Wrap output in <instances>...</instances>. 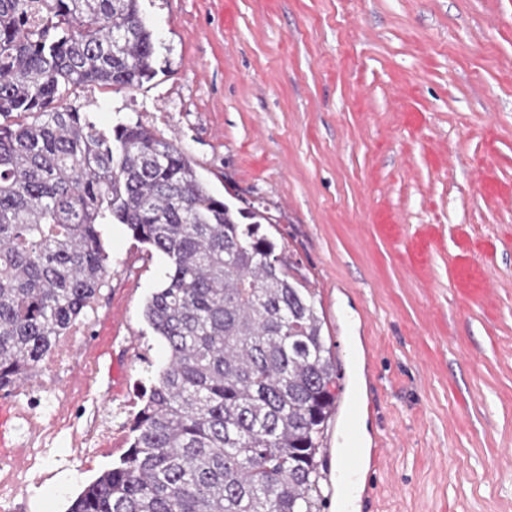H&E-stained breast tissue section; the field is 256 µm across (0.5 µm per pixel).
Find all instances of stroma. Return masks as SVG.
Segmentation results:
<instances>
[{"mask_svg":"<svg viewBox=\"0 0 512 512\" xmlns=\"http://www.w3.org/2000/svg\"><path fill=\"white\" fill-rule=\"evenodd\" d=\"M156 76L81 86L98 126L179 146L321 306L342 385L365 366L358 512H512V0H140ZM84 321L95 387L135 398L166 351L142 317L165 258L107 229ZM87 474L34 512H65Z\"/></svg>","mask_w":512,"mask_h":512,"instance_id":"35a3bbf8","label":"stroma"}]
</instances>
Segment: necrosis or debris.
<instances>
[{
  "label": "necrosis or debris",
  "instance_id": "necrosis-or-debris-1",
  "mask_svg": "<svg viewBox=\"0 0 512 512\" xmlns=\"http://www.w3.org/2000/svg\"><path fill=\"white\" fill-rule=\"evenodd\" d=\"M88 341L83 325L72 327L59 338L34 375L18 380L12 392L16 429L27 452L10 462L0 455V512H27L28 503L53 477L51 466L61 456L55 446L57 439L82 435V449L69 460L83 473L95 472L101 459L125 454L128 431L109 422L108 405L98 401L93 392L98 365L94 360L79 358ZM78 362L85 366L84 380L76 386L61 384L65 369ZM59 400L69 402L70 413L54 409V402ZM47 423L52 426L48 433L43 430Z\"/></svg>",
  "mask_w": 512,
  "mask_h": 512
}]
</instances>
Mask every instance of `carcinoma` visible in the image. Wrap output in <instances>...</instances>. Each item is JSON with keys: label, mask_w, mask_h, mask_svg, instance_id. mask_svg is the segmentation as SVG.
I'll list each match as a JSON object with an SVG mask.
<instances>
[{"label": "carcinoma", "mask_w": 512, "mask_h": 512, "mask_svg": "<svg viewBox=\"0 0 512 512\" xmlns=\"http://www.w3.org/2000/svg\"><path fill=\"white\" fill-rule=\"evenodd\" d=\"M155 44L140 0H0V392L81 321L122 224L167 259L143 316L168 359L147 366L125 455L67 512H321L317 437L341 386L270 217L144 125L106 132L65 104L151 80Z\"/></svg>", "instance_id": "obj_1"}]
</instances>
